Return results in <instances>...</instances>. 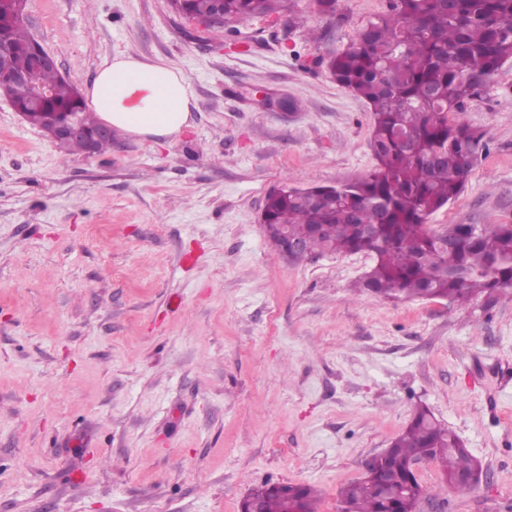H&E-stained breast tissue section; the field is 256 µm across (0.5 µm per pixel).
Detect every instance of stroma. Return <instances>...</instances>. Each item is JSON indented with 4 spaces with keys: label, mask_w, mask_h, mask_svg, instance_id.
Wrapping results in <instances>:
<instances>
[{
    "label": "stroma",
    "mask_w": 512,
    "mask_h": 512,
    "mask_svg": "<svg viewBox=\"0 0 512 512\" xmlns=\"http://www.w3.org/2000/svg\"><path fill=\"white\" fill-rule=\"evenodd\" d=\"M288 2L230 38L168 0H27L80 90L160 59L196 107L176 138L66 156L0 97V512H240L266 482L339 512L422 404L487 479L443 492L420 464L419 512H512V291L389 301L355 287L369 256L291 264L262 233L271 189L375 166L369 105L319 60L383 0ZM453 118L483 148L430 224H512V60Z\"/></svg>",
    "instance_id": "35a3bbf8"
}]
</instances>
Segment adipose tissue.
Instances as JSON below:
<instances>
[{
  "instance_id": "adipose-tissue-1",
  "label": "adipose tissue",
  "mask_w": 512,
  "mask_h": 512,
  "mask_svg": "<svg viewBox=\"0 0 512 512\" xmlns=\"http://www.w3.org/2000/svg\"><path fill=\"white\" fill-rule=\"evenodd\" d=\"M88 97L103 121L139 138H174L193 122L189 82L162 61L115 55L99 70Z\"/></svg>"
}]
</instances>
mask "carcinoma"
I'll return each mask as SVG.
<instances>
[{
  "mask_svg": "<svg viewBox=\"0 0 512 512\" xmlns=\"http://www.w3.org/2000/svg\"><path fill=\"white\" fill-rule=\"evenodd\" d=\"M215 0H174L185 18L211 14ZM286 0H222L224 16L243 25L272 16ZM512 58V0H384L352 45L327 61L331 78L371 107L375 169L344 185L284 189L266 197L267 234L303 243L290 260L323 253L368 254L374 265L362 290L387 299H449L466 303L512 288V224L475 229L449 224L435 231L429 217L461 193L483 135L450 114L476 97L501 63ZM0 59L12 73L47 87L45 104L24 88L4 87L25 106V120L46 129L45 112L75 109L96 119L78 90L52 67L39 65L33 38L16 7L0 8ZM375 226L374 234L365 232ZM439 464L445 486L474 487L480 472L462 442L420 407L367 475L339 492V512H418L428 495L414 473L419 460ZM260 512H315L308 485L263 484L249 494Z\"/></svg>",
  "mask_w": 512,
  "mask_h": 512,
  "instance_id": "1",
  "label": "carcinoma"
}]
</instances>
